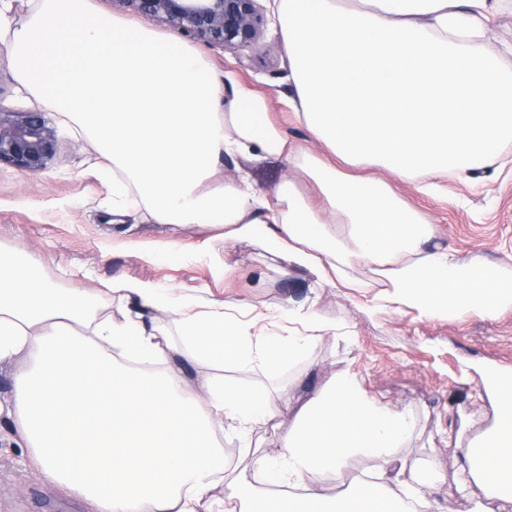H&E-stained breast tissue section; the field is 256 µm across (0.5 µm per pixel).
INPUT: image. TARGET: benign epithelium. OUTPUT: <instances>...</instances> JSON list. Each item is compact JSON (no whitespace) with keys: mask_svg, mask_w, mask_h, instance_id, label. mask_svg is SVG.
<instances>
[{"mask_svg":"<svg viewBox=\"0 0 512 512\" xmlns=\"http://www.w3.org/2000/svg\"><path fill=\"white\" fill-rule=\"evenodd\" d=\"M112 7L150 17L213 47L234 50L257 44L265 7L260 0H111ZM57 153L56 131L42 112L0 109V165L39 175Z\"/></svg>","mask_w":512,"mask_h":512,"instance_id":"1","label":"benign epithelium"}]
</instances>
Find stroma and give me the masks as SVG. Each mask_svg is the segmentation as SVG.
Masks as SVG:
<instances>
[{
	"label": "stroma",
	"mask_w": 512,
	"mask_h": 512,
	"mask_svg": "<svg viewBox=\"0 0 512 512\" xmlns=\"http://www.w3.org/2000/svg\"><path fill=\"white\" fill-rule=\"evenodd\" d=\"M484 41L499 52L504 69L512 73V0H497ZM191 45L216 72L232 68L242 82L263 94L271 118L289 140L304 143L306 132L291 114L289 101L295 90L276 22H268L258 45L250 48L223 50L199 39ZM0 108L44 112L59 144L42 174L28 176L0 167V249L34 254L45 280L60 291H91L99 319H123L126 301L107 290L112 281L123 279L172 289L178 301L196 312L218 309L227 301L252 302L254 311L244 317L251 333L278 337L283 344L304 331L296 310L315 311L336 333L307 358L281 356L274 370L260 360L248 366L228 364L225 382L265 390L284 412L301 392L322 385L332 374L350 372L370 396L413 415L415 434L399 454L410 469L432 466L443 474V481L430 492L435 505L449 507L450 512H471L479 502L485 512H512V500L485 499L480 484L472 482L459 491L462 451L448 444L449 430L477 440L499 419L498 400L486 392L473 366L512 372V306L492 313L476 308L458 319L425 318L414 311L374 313L370 307L382 287L371 281L362 261L347 269L353 287L320 288L307 270L294 268L261 246L225 248L210 227L188 230L157 224L142 211L113 215L93 147L59 114L45 111L42 103L21 91L1 44ZM242 171L265 194L287 175L298 176L309 196L317 194L291 158L228 162L221 176L228 180ZM391 185L431 221V246L495 269L503 280L512 281V143L472 176L441 179L431 193L418 192L409 181L395 179ZM228 262L237 268L229 281L224 278ZM287 427L284 415L256 426L246 449L233 433H219L227 467L208 494L216 512H221L228 483H253L250 450L277 456ZM0 512H90L83 499L40 475L14 421L3 414Z\"/></svg>",
	"instance_id": "35a3bbf8"
}]
</instances>
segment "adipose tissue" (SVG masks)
<instances>
[{
  "label": "adipose tissue",
  "mask_w": 512,
  "mask_h": 512,
  "mask_svg": "<svg viewBox=\"0 0 512 512\" xmlns=\"http://www.w3.org/2000/svg\"><path fill=\"white\" fill-rule=\"evenodd\" d=\"M274 14L304 145L290 142L265 97L232 73L217 76L193 48L95 12L89 0H37L20 26L0 16V31L24 90L96 142L113 209L219 229L230 245L262 240L321 285L344 281L345 267L362 261L384 286L379 311L455 319L512 304L511 282L430 247L429 222L388 184L394 177L427 190L432 179L482 168L512 142V73L475 44L487 0H274ZM267 156L294 158L323 208L291 178L266 195L248 178L219 177L225 161ZM371 166L386 178L361 176ZM110 290L133 310L119 322L93 320L87 293L60 292L33 255L0 251V361L21 351L33 359L15 379L10 414L44 477L93 512H203L226 464L218 429L243 435L280 410L264 391L210 375L188 389L185 366L217 355L247 365L281 350L305 357L328 328L306 312L304 334L283 345L140 281L116 280ZM148 311L179 324L180 363L170 364L164 336L147 327ZM480 372L499 420L481 440L452 432L448 443L462 449L486 499L512 498V391L506 374ZM413 432L408 410L338 373L299 398L278 457H254L259 485L229 486L224 512H404L407 498L447 512L427 496L441 479L435 469L410 484L398 476L406 463L396 451ZM357 457L374 472L350 494H310Z\"/></svg>",
  "instance_id": "ef3b65f1"
}]
</instances>
